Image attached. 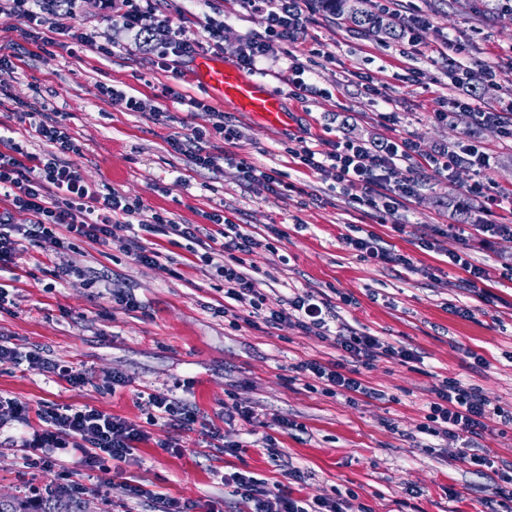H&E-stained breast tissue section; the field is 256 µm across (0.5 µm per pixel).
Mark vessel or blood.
I'll return each instance as SVG.
<instances>
[{"instance_id":"vessel-or-blood-1","label":"vessel or blood","mask_w":512,"mask_h":512,"mask_svg":"<svg viewBox=\"0 0 512 512\" xmlns=\"http://www.w3.org/2000/svg\"><path fill=\"white\" fill-rule=\"evenodd\" d=\"M195 77L208 87L215 99L238 111L277 123L288 119L287 112L263 81L247 77L238 67L224 60L211 56L200 58Z\"/></svg>"}]
</instances>
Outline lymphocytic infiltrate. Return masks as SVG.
Wrapping results in <instances>:
<instances>
[{
    "instance_id": "obj_1",
    "label": "lymphocytic infiltrate",
    "mask_w": 512,
    "mask_h": 512,
    "mask_svg": "<svg viewBox=\"0 0 512 512\" xmlns=\"http://www.w3.org/2000/svg\"><path fill=\"white\" fill-rule=\"evenodd\" d=\"M7 2L9 12L27 15L35 26L48 27V34L41 37L46 44L52 41V31L71 28L74 21L71 0ZM240 3L259 15L265 25L264 37H245L238 48L239 65L253 71L268 59L276 44L288 41L302 30L306 0H240ZM125 4L127 9L120 15L119 25L134 36L144 37L156 56L159 69H170L175 59L195 55L197 43L185 37L182 27L164 19L150 30H143V11L138 0H125ZM445 47L452 53L448 60V78L460 91L459 96L449 99V109L477 113L480 119L502 126L505 135L512 138V95L501 99L495 107L482 106L470 88V67L458 59L463 52L462 45L449 38ZM29 135L46 145L44 154L26 152L12 136L0 133V189L4 190L10 204L9 210L0 211V273H16L24 242L36 243L48 253L78 242L107 245L118 227L127 233L120 242L125 257L135 263L154 264L161 253L142 245L138 231L171 234L184 240L185 250L199 254L201 262L210 266L223 281L224 315L232 328L244 325L263 331L290 322L303 334L329 342L339 351V358L327 363L303 359L291 366L296 375L314 379L325 394L349 393L365 399H385L383 390L364 380V369L383 358L401 363L419 361L417 350L393 345L346 326L332 329L330 323L336 318V307L318 291L294 294L277 309L267 307L245 266L246 256L261 248L263 242L245 232L222 211L206 213L207 223L203 226L182 224L167 212L145 206L139 199L117 191L104 194L85 183L75 163L76 157L82 156L84 145L71 133L62 113L31 123ZM241 136L237 126L225 124L219 118L210 131L174 134L168 137L167 144L174 152L186 155L193 167L209 170L222 161L234 163L246 183H260L288 197L304 195L303 187L283 181L280 173L260 169L228 152V145ZM287 153L308 171L331 175L349 202L378 206L384 218L398 214L417 193L416 178L396 185L391 182L398 163L421 156L417 144L407 138L376 144L341 137L327 152L315 149L312 143L300 138L294 146L288 147ZM424 159L435 174L445 177L452 175L461 164H468L477 174L476 181L467 189L468 196L481 200L491 215L512 208V192L493 190L487 177L490 156L474 138H467L460 151H440ZM16 211L27 214L26 223H13L12 214ZM490 232L512 236V224H453L443 230L441 238L424 240L423 247L465 271V284L473 288L482 281L483 270L469 261L460 245L476 234ZM344 242L360 258L397 265L409 272L415 269L411 258L383 246L376 234L348 235ZM0 364H23L28 370L55 377L72 387L89 381L85 369L48 359L37 348L20 351L2 340ZM433 394L422 421L410 432V439L427 453L435 452L436 440L448 437L459 440L472 464L485 465V458L474 452L475 441L488 431L490 422L512 426V408L493 403L479 388L464 385L450 376L434 387ZM137 404L147 413L150 424L180 432L198 428L207 437L209 447L231 455L242 450L240 444L226 442L222 429L210 423L190 401L151 394L139 398ZM2 409L8 412L11 421L30 428V435L17 440L16 446L22 452L36 453L40 468L62 466L65 456L75 455L85 469L86 479L91 480L96 471L108 464L117 479L104 484V492L116 491L127 499L151 500L157 512H191V504L158 494L125 478L123 463L129 462L140 443L150 438L149 432L141 426L89 405L56 404L33 412L28 406L0 395ZM224 483L233 489L237 512H351L350 502L344 499L310 500L294 496L287 487L270 494L263 480L244 472L225 476Z\"/></svg>"
}]
</instances>
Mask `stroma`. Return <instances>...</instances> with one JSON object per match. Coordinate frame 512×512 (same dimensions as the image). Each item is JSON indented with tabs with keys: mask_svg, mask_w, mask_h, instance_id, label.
<instances>
[{
	"mask_svg": "<svg viewBox=\"0 0 512 512\" xmlns=\"http://www.w3.org/2000/svg\"><path fill=\"white\" fill-rule=\"evenodd\" d=\"M152 9L183 26L187 38L203 40L208 18H223L224 42L218 57L232 62L247 36L263 35L259 17L238 0H153ZM401 10L417 9L432 24L419 52L405 56L402 44L384 36L371 37L347 22L305 10L306 22L295 41L276 45L263 67V81L288 113L274 124L236 111L213 99L187 74L195 58L168 71L157 69L152 53L113 26L122 0H75L76 19L101 40H113L111 54L95 50L68 51L70 34L57 35L56 46L38 48L25 38L31 29L21 14H0V28L20 45L24 60L0 71V127L31 153L46 146L28 138L16 109L31 106L40 115L65 113L73 135L85 144L76 164L82 177L101 192L114 190L163 209L184 224H204L206 212L219 209L235 223L271 242L247 259L248 272L269 307L289 295L314 289L336 307L339 323L379 336L394 345L417 350L420 361L402 364L381 360L364 372L365 380L384 390L385 401L360 398L348 402L328 396L293 379L288 367L301 359H337L328 343L304 335L292 324L261 332L233 329L219 308L224 294L210 267L203 265L168 237L144 235V245L166 254L158 265L130 262L116 245L89 242L48 255L26 244L18 271L14 304L0 312V338L19 347L40 348L46 357L83 365L89 384L73 388L21 366L0 365V394L43 409L53 404H88L143 425L147 416L135 404L137 394H170L175 384L190 383L186 397L196 402L226 441L242 442L246 451L229 455L208 447L199 432L180 433L151 427V441L142 444L128 476L155 492L189 504L223 506L231 490L224 474L253 473L270 491L285 484L287 466L300 467L305 478L294 484L302 497L356 498L368 512H512V502L494 507L483 503L481 489L505 471H512V429L485 433L484 448L492 468L477 475L460 444L444 440L438 452L415 448L409 431L424 414L432 390L445 376L478 387L492 401L512 406V282L504 274L512 267V237L475 236L463 247L472 263L482 267L479 287L464 285L466 274L443 263L441 255L421 248V235L435 234L455 221V208L467 202L475 179L469 167L451 177H438L426 167L399 166L395 182L409 174L421 181L416 199L397 219L404 230L378 223L369 207L353 205L328 177L306 171L288 156L289 136L307 130L318 150L328 151L341 136L387 142L408 138L422 155L459 150L476 135L491 157L489 178L501 189H512V139L497 126L475 127L468 112L439 117L442 102L456 94L448 83L442 53L445 39L464 40V64L502 68L500 81H479L483 104L494 105L512 94V58L500 47L512 44V12L488 11L483 0H402ZM299 55L315 90L298 100L288 94V56ZM420 74L417 84L404 82L407 70ZM375 77L377 93L360 86V74ZM112 86L141 98L146 109L127 111L121 101L103 99L99 86ZM209 101L206 109L188 110L181 95ZM169 113V126L154 124L152 112ZM239 126L242 138L234 153L256 166L277 169L284 181L305 184L306 203L287 199L260 184L244 185L235 165L220 163L193 171L186 157L173 152L165 138L173 133L208 130L214 113ZM392 113L382 122L378 113ZM375 233L418 267H401L363 260L342 241L349 231ZM438 268V279L425 276ZM66 277H58V270ZM134 293L143 307L128 311L112 301V292ZM472 309L470 317L455 307ZM482 355L487 367L471 368L468 353ZM124 375L126 387L110 392L113 375ZM251 406L258 413L277 415L303 424L302 438L278 435V446L266 451L253 441L263 426L224 421L225 401ZM22 429H0V491L15 493L27 486L81 484V495L96 512H154L149 501L103 495L97 485L83 482L76 468L43 470L30 465L12 444ZM185 448L175 457L159 448L158 440ZM419 497L407 495V488Z\"/></svg>",
	"mask_w": 512,
	"mask_h": 512,
	"instance_id": "35a3bbf8",
	"label": "stroma"
}]
</instances>
